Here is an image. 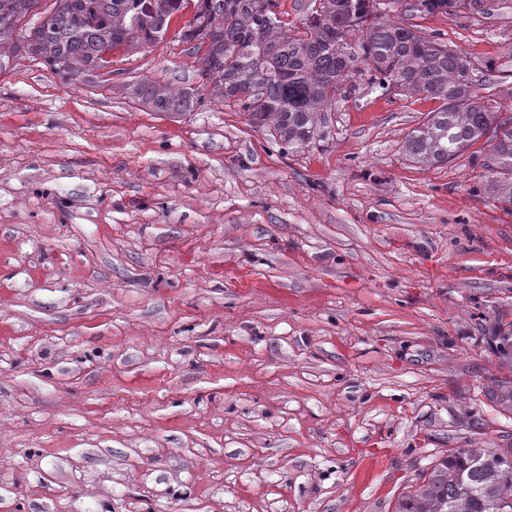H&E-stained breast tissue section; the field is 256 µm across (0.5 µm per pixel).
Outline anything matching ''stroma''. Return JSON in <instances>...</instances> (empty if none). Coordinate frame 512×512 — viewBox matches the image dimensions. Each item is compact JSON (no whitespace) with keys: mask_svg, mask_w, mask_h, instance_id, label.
Here are the masks:
<instances>
[{"mask_svg":"<svg viewBox=\"0 0 512 512\" xmlns=\"http://www.w3.org/2000/svg\"><path fill=\"white\" fill-rule=\"evenodd\" d=\"M440 35L512 110V13ZM182 21L69 85L0 70V512H395L451 448H512V211L440 102L355 78L283 150L211 94ZM202 100L154 112L144 78Z\"/></svg>","mask_w":512,"mask_h":512,"instance_id":"35a3bbf8","label":"stroma"}]
</instances>
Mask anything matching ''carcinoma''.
<instances>
[{
	"label": "carcinoma",
	"instance_id": "obj_1",
	"mask_svg": "<svg viewBox=\"0 0 512 512\" xmlns=\"http://www.w3.org/2000/svg\"><path fill=\"white\" fill-rule=\"evenodd\" d=\"M412 16L489 15L508 0H395ZM40 0H0V70L4 57L40 59L53 73L80 82L103 68L101 53L136 49L165 36L188 4L193 17L182 37L201 54L213 94L233 100L288 149L323 136L322 113L356 75H369L409 96L441 106L407 134L402 150L414 162H448L483 138L492 142L495 188L512 206V112L484 102L477 68L435 37L378 13L379 0H311L303 28L282 25L279 0H58L21 39L8 40ZM154 112H191L200 99L152 79L133 87ZM499 357L512 363V333L493 336ZM490 400L512 411V381ZM395 512H512V448H451Z\"/></svg>",
	"mask_w": 512,
	"mask_h": 512
}]
</instances>
